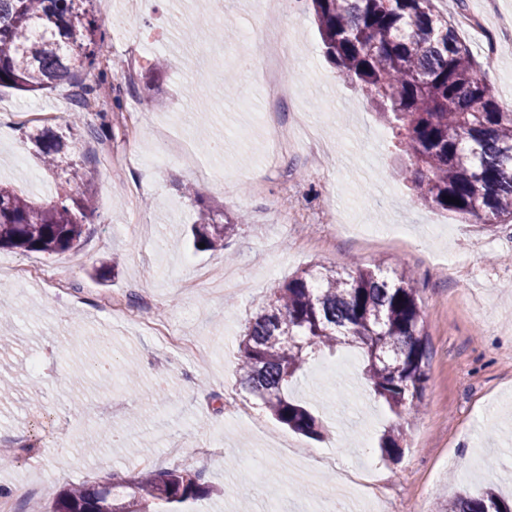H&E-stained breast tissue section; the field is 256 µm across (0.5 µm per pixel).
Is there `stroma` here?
Wrapping results in <instances>:
<instances>
[{
	"mask_svg": "<svg viewBox=\"0 0 512 512\" xmlns=\"http://www.w3.org/2000/svg\"><path fill=\"white\" fill-rule=\"evenodd\" d=\"M150 0L131 16L123 0L89 10L103 31L125 24L113 59L134 84L107 76L120 107L94 104L112 121L103 150L82 136L70 151L83 185L45 170L17 112H52L64 133L68 83L39 95L0 88V181L39 198L88 190L96 209L79 252L47 255L0 248V467L23 512H52L58 493L149 467L192 462L221 495L179 504V512H321L335 486L360 489L369 512H434L461 490L493 486L512 503V224H466L422 205L399 181L400 160L371 103L325 57L306 0H280L257 14L255 0ZM450 20L480 18L493 43L470 39L502 109L512 108V0H443ZM287 29L278 58L284 90L270 99L247 35L256 23ZM207 86V107L196 98ZM305 115L327 145L313 160L289 142ZM243 216L226 250H195L187 235L202 205ZM339 221L325 223L330 210ZM66 266L65 293L18 281L6 268ZM322 265L407 267L423 312L427 381L417 417L400 420L367 386L358 350L341 347L304 368L291 400L314 410L323 437L276 422L241 385L237 338L274 289ZM171 324L193 346L172 348L144 324ZM403 428L398 460L380 437ZM106 426L115 441L95 454L88 433ZM483 471L470 472L471 457Z\"/></svg>",
	"mask_w": 512,
	"mask_h": 512,
	"instance_id": "35a3bbf8",
	"label": "stroma"
}]
</instances>
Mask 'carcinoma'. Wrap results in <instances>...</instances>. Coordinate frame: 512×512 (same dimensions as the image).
Instances as JSON below:
<instances>
[{"mask_svg":"<svg viewBox=\"0 0 512 512\" xmlns=\"http://www.w3.org/2000/svg\"><path fill=\"white\" fill-rule=\"evenodd\" d=\"M77 0H0V87L24 92L73 88L77 105L95 92L106 35ZM326 57L376 107L380 122L407 157L398 177L426 206L475 224L512 222V112L473 53L434 0H311ZM69 135L94 136L104 127L66 121ZM27 138L49 170L83 179L67 140L32 127ZM457 198L460 204L447 201ZM92 197L60 194L35 202L0 182V248L48 255L74 250ZM212 207L192 225L194 245L224 248L237 223L217 220ZM362 350L374 395L398 417L420 410L425 364L424 320L405 271L338 272L311 266L288 279L248 321L238 341L241 384L270 416L318 439L317 418L293 403L288 383L325 351ZM402 431L380 439L382 453L401 456ZM210 492L198 472L159 469L107 482H84L61 492L54 512H174L172 506ZM439 512H512L496 491L461 494Z\"/></svg>","mask_w":512,"mask_h":512,"instance_id":"cac0c4a2","label":"carcinoma"}]
</instances>
